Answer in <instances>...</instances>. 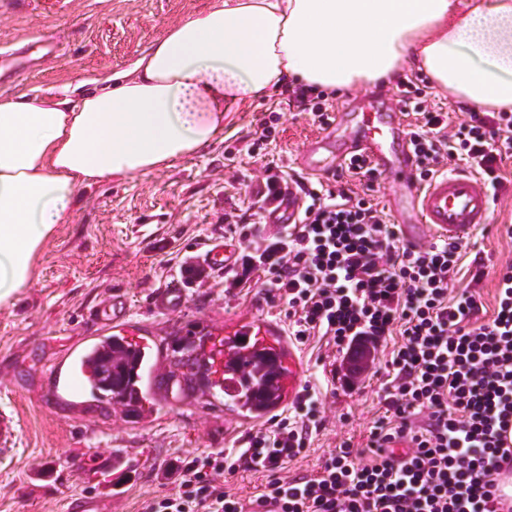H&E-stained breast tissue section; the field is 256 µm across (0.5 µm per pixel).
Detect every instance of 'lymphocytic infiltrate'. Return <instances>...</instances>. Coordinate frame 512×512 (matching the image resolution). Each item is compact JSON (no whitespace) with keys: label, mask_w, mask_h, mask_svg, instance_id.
<instances>
[{"label":"lymphocytic infiltrate","mask_w":512,"mask_h":512,"mask_svg":"<svg viewBox=\"0 0 512 512\" xmlns=\"http://www.w3.org/2000/svg\"><path fill=\"white\" fill-rule=\"evenodd\" d=\"M422 179L449 160L482 176L492 194L507 181L512 113H467L456 125L426 88L395 83ZM298 223L270 243L245 273L268 302L283 304L290 336L324 340L329 354L356 355L392 342L381 385L385 411L365 447L342 442L316 474L288 477L292 458L326 427L303 388L294 415H274L245 434L238 458L215 450L168 467L172 491L144 498L140 512H512L501 474L512 470V262L497 270L495 306L471 290L450 294L463 244L439 238L401 244L397 227L370 198L342 180L306 184ZM427 424L414 426L417 414ZM405 448L394 456L390 445ZM262 474L253 498L222 480Z\"/></svg>","instance_id":"lymphocytic-infiltrate-1"}]
</instances>
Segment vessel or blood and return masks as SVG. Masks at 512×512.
<instances>
[{
    "label": "vessel or blood",
    "mask_w": 512,
    "mask_h": 512,
    "mask_svg": "<svg viewBox=\"0 0 512 512\" xmlns=\"http://www.w3.org/2000/svg\"><path fill=\"white\" fill-rule=\"evenodd\" d=\"M349 126L355 127L356 132L347 140L340 132ZM357 157L366 159L377 172L401 182L402 191L389 200L388 208L407 244L419 246L435 237L463 240L489 219L490 191L479 175L454 172L427 184L420 181L402 113L385 108L374 94L357 105L355 111L334 113L327 133L312 139L301 153L299 167L308 177L322 180L343 174L350 160ZM303 205L301 191L289 192L270 216V223H297ZM204 260L212 270L224 271L233 263L234 248L223 238H215L209 243ZM183 304V291L176 284L160 290L151 300L155 313L169 316L177 314ZM95 318L98 334L80 339L68 349L63 362L50 363L42 371V379L56 403L73 404L96 396L100 384L97 361L112 337H125L142 352L149 347L148 330L132 319L130 301L124 292H113L109 301L97 309ZM224 335V329L212 331L202 352L210 374L206 396L213 403L224 399Z\"/></svg>",
    "instance_id": "b4317fda"
}]
</instances>
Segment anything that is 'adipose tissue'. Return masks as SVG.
<instances>
[{
	"mask_svg": "<svg viewBox=\"0 0 512 512\" xmlns=\"http://www.w3.org/2000/svg\"><path fill=\"white\" fill-rule=\"evenodd\" d=\"M408 66L472 111L512 112V0H213L94 90L0 92V306L79 188L206 149L288 81L348 90Z\"/></svg>",
	"mask_w": 512,
	"mask_h": 512,
	"instance_id": "adipose-tissue-1",
	"label": "adipose tissue"
}]
</instances>
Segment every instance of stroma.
<instances>
[{
  "label": "stroma",
  "instance_id": "stroma-1",
  "mask_svg": "<svg viewBox=\"0 0 512 512\" xmlns=\"http://www.w3.org/2000/svg\"><path fill=\"white\" fill-rule=\"evenodd\" d=\"M212 0H0V91L49 95L66 86L91 90L101 75L129 68L166 28ZM57 54L46 60L40 42ZM279 89L233 113L206 150L132 179L80 189L70 223L58 225L44 245L35 276L15 302L0 306V418L13 426L0 437V512H66L68 499L95 495L112 512H138L140 501L171 488L167 466L212 450L236 451L241 435L259 420L209 404L202 391L155 401L153 413L136 425L105 402H85L63 411L45 398L44 364L75 337L92 336V313L113 291H124L132 317L156 330L164 344L159 374L171 370L177 340L209 326L258 312L285 325L283 307L267 303L253 282L239 281L246 256L277 239L281 228L259 219L256 189L268 177L291 178L298 157L322 133L310 114L280 110L271 149L274 164L245 151L259 123L268 121ZM233 168H226L227 157ZM512 224V184L490 204L489 222L465 241V258L490 255L479 282L456 278L454 291L473 286L485 309H493L496 270L512 261V239L497 225ZM224 235L236 244L234 264L215 272L203 255L209 240ZM184 291L176 316L153 313L152 293L173 283ZM304 361L303 382L322 405L327 428L289 462V474H316L328 451L344 440L362 445L372 421L384 412L372 376L384 359L374 351L367 371L344 385V366L322 363L318 339L295 344ZM335 390H327L330 377ZM98 453L116 463L101 480L73 471L74 461Z\"/></svg>",
  "mask_w": 512,
  "mask_h": 512
}]
</instances>
